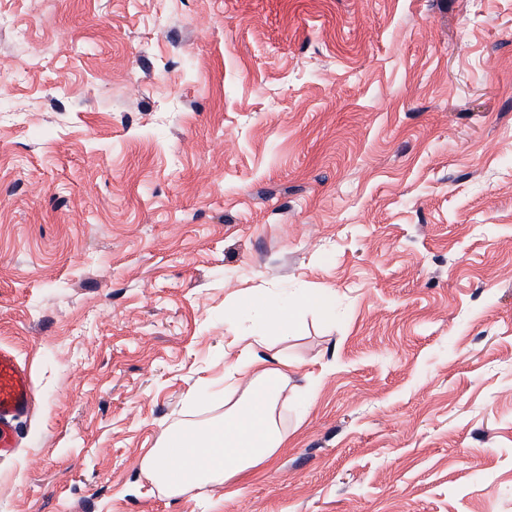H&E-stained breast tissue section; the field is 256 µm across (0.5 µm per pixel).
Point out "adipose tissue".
Wrapping results in <instances>:
<instances>
[{
	"label": "adipose tissue",
	"mask_w": 512,
	"mask_h": 512,
	"mask_svg": "<svg viewBox=\"0 0 512 512\" xmlns=\"http://www.w3.org/2000/svg\"><path fill=\"white\" fill-rule=\"evenodd\" d=\"M262 344V338H253L240 356L226 360L221 416L167 428L146 456L147 479L169 496L205 493L286 448L280 409L288 400L289 364L263 353Z\"/></svg>",
	"instance_id": "ef3b65f1"
}]
</instances>
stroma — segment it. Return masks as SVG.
Here are the masks:
<instances>
[{
    "mask_svg": "<svg viewBox=\"0 0 512 512\" xmlns=\"http://www.w3.org/2000/svg\"><path fill=\"white\" fill-rule=\"evenodd\" d=\"M303 288L287 448L167 496ZM1 346L0 512H512V0H0ZM294 304L312 307L324 320L336 313V293L328 289H311L301 291L294 299ZM256 302L261 309L268 326L273 330H280L287 327L290 320V311L285 306L281 298L275 294L267 293L257 295V299L252 297L249 303ZM34 388L28 368L9 349L0 348V461L15 458L19 424L28 417Z\"/></svg>",
    "mask_w": 512,
    "mask_h": 512,
    "instance_id": "35a3bbf8",
    "label": "stroma"
}]
</instances>
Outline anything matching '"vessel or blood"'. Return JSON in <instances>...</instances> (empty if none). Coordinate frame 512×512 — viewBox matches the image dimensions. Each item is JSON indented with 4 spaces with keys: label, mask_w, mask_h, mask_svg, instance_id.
<instances>
[{
    "label": "vessel or blood",
    "mask_w": 512,
    "mask_h": 512,
    "mask_svg": "<svg viewBox=\"0 0 512 512\" xmlns=\"http://www.w3.org/2000/svg\"><path fill=\"white\" fill-rule=\"evenodd\" d=\"M34 402V388L28 368L9 349L0 348V461L19 452L20 423Z\"/></svg>",
    "instance_id": "1"
}]
</instances>
